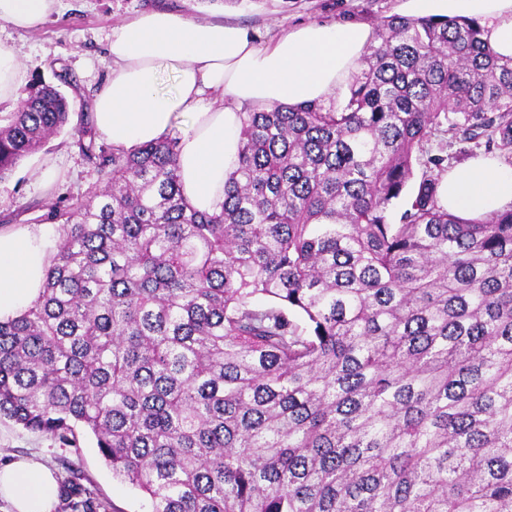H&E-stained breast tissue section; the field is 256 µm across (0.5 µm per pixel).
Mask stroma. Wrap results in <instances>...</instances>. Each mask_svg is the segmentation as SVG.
<instances>
[{
  "instance_id": "stroma-1",
  "label": "stroma",
  "mask_w": 512,
  "mask_h": 512,
  "mask_svg": "<svg viewBox=\"0 0 512 512\" xmlns=\"http://www.w3.org/2000/svg\"><path fill=\"white\" fill-rule=\"evenodd\" d=\"M164 7L191 18L246 26L263 42L308 23L352 21L376 29L385 17L410 16L412 0H58L56 10L35 32L0 24V45L13 50L29 79L58 86L76 113L90 114L92 97L107 73L105 48L112 29L140 12ZM96 175L78 145L76 125L52 137L0 181V219L20 214L21 229L41 230L55 249L56 227L43 221L48 205L84 201ZM31 458L57 479L79 477L105 503L107 512H147L144 496L113 477L92 437L77 431L65 443L0 419V466Z\"/></svg>"
}]
</instances>
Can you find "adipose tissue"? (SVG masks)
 I'll return each instance as SVG.
<instances>
[{
    "label": "adipose tissue",
    "mask_w": 512,
    "mask_h": 512,
    "mask_svg": "<svg viewBox=\"0 0 512 512\" xmlns=\"http://www.w3.org/2000/svg\"><path fill=\"white\" fill-rule=\"evenodd\" d=\"M420 15L468 8L483 15L485 38L512 56V0H414ZM57 0H0V23L38 29ZM366 26L308 24L264 46L248 28L189 19L162 9L115 28L106 77L93 98V122L126 150L178 140V175L196 209L224 201V182L240 148V104L269 106L321 100L355 69ZM448 210L485 216L512 203V167L485 158L451 171L440 189ZM42 232L0 230V319L18 316L45 279ZM60 494L52 473L26 459L0 467V499L14 512H52Z\"/></svg>",
    "instance_id": "1"
}]
</instances>
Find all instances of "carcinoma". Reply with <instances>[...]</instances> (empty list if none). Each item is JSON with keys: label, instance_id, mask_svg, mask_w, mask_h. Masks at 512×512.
Masks as SVG:
<instances>
[{"label": "carcinoma", "instance_id": "cac0c4a2", "mask_svg": "<svg viewBox=\"0 0 512 512\" xmlns=\"http://www.w3.org/2000/svg\"><path fill=\"white\" fill-rule=\"evenodd\" d=\"M483 32L394 16L336 103L245 108L211 213L176 139L109 149L83 124L97 181L43 215L59 237L0 321V418L81 426L149 512H512V205L448 211L425 148L512 162V57ZM23 93L0 181L70 121L56 86ZM60 497L104 508L72 479Z\"/></svg>", "mask_w": 512, "mask_h": 512}]
</instances>
